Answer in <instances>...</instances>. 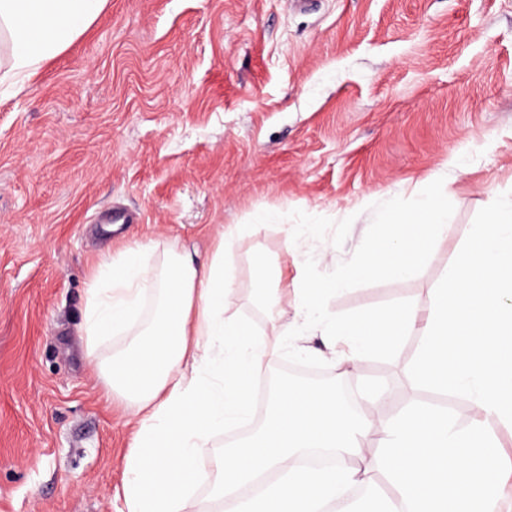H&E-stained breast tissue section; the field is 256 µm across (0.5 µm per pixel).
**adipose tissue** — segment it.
<instances>
[{
  "label": "adipose tissue",
  "instance_id": "1",
  "mask_svg": "<svg viewBox=\"0 0 512 512\" xmlns=\"http://www.w3.org/2000/svg\"><path fill=\"white\" fill-rule=\"evenodd\" d=\"M108 0H0V87L23 85L96 20ZM380 234L355 265L322 287L305 280L298 315L320 327L343 374L359 372L363 357L392 349L418 332L422 347L407 368L409 381L468 397L471 421L415 403L385 417L343 404L335 390L286 384L271 412L249 437L226 449L214 472L202 450L226 425L253 414V382L263 357L277 351L288 326L272 323L271 338L225 318L232 300L224 253L238 227L219 225L207 262L197 250L151 238L110 253L92 271L82 333L106 399L124 403L133 422L125 463L126 512H185L191 488L211 484L222 512H323L350 487L385 474L395 496L377 512H490L500 482L489 423L512 426V200L471 225L468 245L449 265L428 303L426 318L401 304L353 318L331 316L325 296L343 285L402 279L450 228L447 198L435 186L413 211L386 210ZM155 309L144 317L146 298ZM118 334L129 343L112 356L102 343ZM376 435L378 451L365 441ZM333 452L335 464L312 470L302 456Z\"/></svg>",
  "mask_w": 512,
  "mask_h": 512
}]
</instances>
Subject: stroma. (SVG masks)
I'll use <instances>...</instances> for the list:
<instances>
[{
  "label": "stroma",
  "mask_w": 512,
  "mask_h": 512,
  "mask_svg": "<svg viewBox=\"0 0 512 512\" xmlns=\"http://www.w3.org/2000/svg\"><path fill=\"white\" fill-rule=\"evenodd\" d=\"M436 176L447 238L410 278L330 296V314L424 309L470 225L512 196V0H110L0 98V512L125 508L130 414L103 399L81 331L101 256L145 236L205 255L215 225H239L224 315L260 336L257 259L287 273L295 324L303 277L359 261L378 214L412 209ZM116 206L140 223H102ZM420 345L402 337L344 385L467 425V397L405 378ZM295 361L337 373L297 327L260 376Z\"/></svg>",
  "instance_id": "1"
}]
</instances>
